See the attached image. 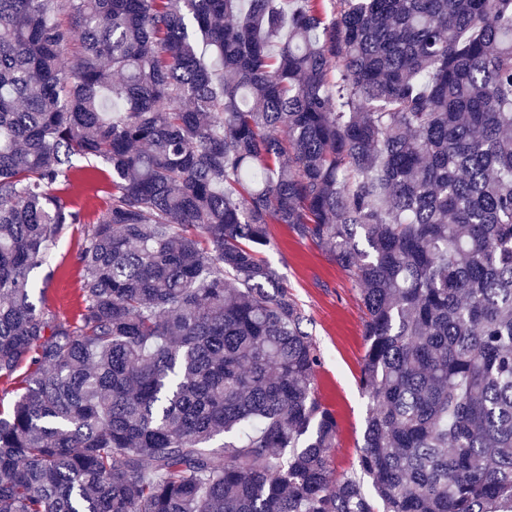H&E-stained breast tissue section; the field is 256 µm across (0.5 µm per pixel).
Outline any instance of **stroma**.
I'll list each match as a JSON object with an SVG mask.
<instances>
[{
  "instance_id": "1",
  "label": "stroma",
  "mask_w": 512,
  "mask_h": 512,
  "mask_svg": "<svg viewBox=\"0 0 512 512\" xmlns=\"http://www.w3.org/2000/svg\"><path fill=\"white\" fill-rule=\"evenodd\" d=\"M109 192L108 182L99 174L79 175L66 189L82 221L67 226L48 264L35 272L43 289V305L60 317L74 319L81 306L77 253L85 225L96 222L107 206ZM269 232L271 245L264 255L280 268L290 292L305 308L307 330L324 353L316 389L339 423L332 466L340 476L354 467L365 428L368 398L356 383L365 353L364 309L347 274L316 244L299 238L283 224L270 225Z\"/></svg>"
}]
</instances>
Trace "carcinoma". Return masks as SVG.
Masks as SVG:
<instances>
[{"label": "carcinoma", "instance_id": "carcinoma-1", "mask_svg": "<svg viewBox=\"0 0 512 512\" xmlns=\"http://www.w3.org/2000/svg\"><path fill=\"white\" fill-rule=\"evenodd\" d=\"M340 4L0 0V512H512V0ZM270 224L366 311L339 479ZM111 191L100 174H82L66 188V195L80 211L84 224H70L59 238L47 265L35 271L43 288L42 304L60 317L73 320L81 306V268L77 253L86 224H93L106 209Z\"/></svg>", "mask_w": 512, "mask_h": 512}]
</instances>
